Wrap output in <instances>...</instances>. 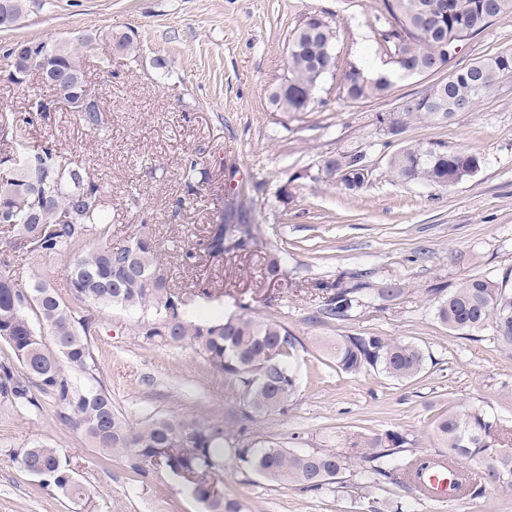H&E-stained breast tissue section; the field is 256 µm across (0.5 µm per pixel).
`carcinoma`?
Returning <instances> with one entry per match:
<instances>
[{"label": "carcinoma", "mask_w": 512, "mask_h": 512, "mask_svg": "<svg viewBox=\"0 0 512 512\" xmlns=\"http://www.w3.org/2000/svg\"><path fill=\"white\" fill-rule=\"evenodd\" d=\"M0 30L15 26L24 14L23 0H0ZM512 17V0H381L378 22L380 45L393 69L371 75L365 66L352 64L341 80L343 94L353 102L387 95L398 78L436 72L449 63L448 52L493 22ZM335 32L318 16L304 20L288 46L287 75L272 88L271 106L278 112L298 114L319 103L317 92L326 75L336 68ZM90 37L75 40L27 41L4 47L9 72L17 70L15 48L28 46L35 56L34 69L22 76L30 80L42 69L38 82L58 92L73 91L93 98L84 79L81 58ZM512 76V49L454 71L430 89L411 98L400 112L377 116L395 138L416 122L446 123L457 108L473 107L489 97L499 81ZM74 112L76 108L69 106ZM78 112V111H76ZM82 125L92 133L102 131L101 112H78ZM67 160L47 142L33 145L27 126L0 113V341L15 364L0 363V395L21 409L39 407L36 394L47 395L58 417L84 432L104 457L124 463L134 475L145 478L157 465L162 448H175L162 469L179 476L195 472L188 484L204 512H241L239 502L221 494L213 496L206 478L218 479L224 457L231 452L237 466L275 482L303 491H319L341 483L354 473L379 481L401 471L408 483L423 455L403 461L411 440L400 431L361 434L353 455L327 448L297 453L272 441L242 438V429L253 418L281 414L295 397L298 386L293 362L302 343L288 325L272 315L229 313L206 320H192L177 310L180 293L170 285L162 261V245L150 231H143L123 245L112 244V216L105 187L96 174L76 160ZM483 157L463 149L450 150L441 140L405 143L388 159L387 173L400 184L421 183L446 189L475 176ZM198 163L183 168V180L196 195ZM326 178H339L349 190L369 180L364 155L338 154L324 163ZM262 229L248 219L240 191L225 197L219 223L210 226L203 251L212 258L244 252L258 244ZM60 256L68 259L66 282L69 297H62L39 273L20 286L14 278L15 254ZM281 258L266 255L264 276L277 280ZM320 313L330 320H345L353 311H383L405 293L393 281L370 282L355 275L321 283ZM435 314L458 333L492 329L494 336L512 345V289L507 279L472 275L448 289L431 288ZM109 307L136 309L144 317L136 334L165 344H185L209 368L238 391L240 407L232 429L214 417L175 421L152 416L136 425L112 406L111 391L96 382L97 359L87 336L91 318L79 311ZM51 336L47 345L44 335ZM336 368L347 375L383 374L411 380L424 371L421 348L403 340L369 333H347L330 347ZM91 381L84 387L74 378ZM443 450L436 455L452 468L465 460L477 467L478 479L463 476L454 484L457 493L480 495L487 489L512 492V448L500 440V425L480 406L453 407L433 426ZM20 465L69 500L83 501L90 492L75 478L57 449L36 443L20 453Z\"/></svg>", "instance_id": "obj_1"}]
</instances>
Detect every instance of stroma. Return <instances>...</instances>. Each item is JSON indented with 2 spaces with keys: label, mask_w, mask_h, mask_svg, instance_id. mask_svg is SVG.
Instances as JSON below:
<instances>
[{
  "label": "stroma",
  "mask_w": 512,
  "mask_h": 512,
  "mask_svg": "<svg viewBox=\"0 0 512 512\" xmlns=\"http://www.w3.org/2000/svg\"><path fill=\"white\" fill-rule=\"evenodd\" d=\"M381 0H47L0 31V47L16 41L90 36L84 53L105 129L95 135L61 104L53 88L5 82L0 54V113L28 114L32 144L50 140L75 151L102 178L112 199L113 240L123 243L150 228L190 316L249 312L288 323L302 349L299 392L283 414L261 416L249 437L272 438L295 451L332 448L348 454L358 433H407L416 450L434 451L435 420L449 407L479 405L512 436V346L492 330L472 336L448 330L434 316L432 288L475 275H512V77L471 111L445 124L414 123L409 141L442 140L449 148L482 153L473 178L445 190L401 185L387 174L389 148L376 117L448 78L450 70L512 47V18L499 20L460 43L449 69L400 80L387 96L347 100L341 71L360 63L365 47L378 51ZM310 15L336 32L338 68L318 92L323 103L289 116L273 111L268 95L286 75L289 38ZM135 35L139 49L112 50L111 35ZM39 97L50 111L31 114ZM361 153L368 183L348 192L325 179L323 163ZM195 159L203 174L189 195L183 164ZM251 190L254 223L264 239L232 258L188 259L209 225L217 223L229 187ZM280 250L284 273L267 281L266 251ZM358 270L373 281L397 280L405 295L378 312L360 309L345 321L318 317V283ZM211 291L197 296L196 287ZM90 342L96 376L112 404L131 423L152 416L184 420L201 415L233 419L239 398L190 348L136 335L137 311L92 312ZM373 332L421 347L424 372L412 382L337 370L328 342ZM44 442L59 449L93 494V512H203L188 487L167 474L133 480L122 463L105 459L84 434L59 421L50 398L20 409L0 397V512H84L83 503L25 472L22 449ZM224 491L242 512H512V495L487 491L438 503L411 485L357 476L316 492L276 484L224 463Z\"/></svg>",
  "instance_id": "obj_1"
}]
</instances>
